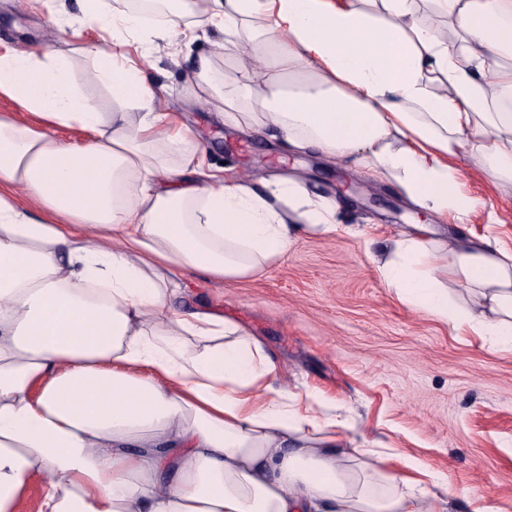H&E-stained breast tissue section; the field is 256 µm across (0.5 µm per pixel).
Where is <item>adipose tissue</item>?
Returning <instances> with one entry per match:
<instances>
[{
    "label": "adipose tissue",
    "mask_w": 512,
    "mask_h": 512,
    "mask_svg": "<svg viewBox=\"0 0 512 512\" xmlns=\"http://www.w3.org/2000/svg\"><path fill=\"white\" fill-rule=\"evenodd\" d=\"M78 2L46 7L58 30L111 33L84 47L83 81L62 53L0 54L18 107L0 114V512L35 488L38 512H441L416 461L397 470L278 387L259 337L175 307L179 274H257L299 232H335L338 204L295 177L259 190L212 172L140 66L218 34L187 90L224 124L467 224L480 202L460 158L512 189V0H167L154 20ZM87 82L122 110L100 111ZM71 126L82 143L55 137ZM375 263L400 302L512 349V250L494 234L411 224Z\"/></svg>",
    "instance_id": "obj_1"
}]
</instances>
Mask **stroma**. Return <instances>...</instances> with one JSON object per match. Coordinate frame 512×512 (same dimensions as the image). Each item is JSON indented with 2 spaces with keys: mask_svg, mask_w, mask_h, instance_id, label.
<instances>
[{
  "mask_svg": "<svg viewBox=\"0 0 512 512\" xmlns=\"http://www.w3.org/2000/svg\"><path fill=\"white\" fill-rule=\"evenodd\" d=\"M97 38L94 29L80 38L59 32L38 0H0V51L33 44L68 52L80 78L91 62L78 48ZM188 67L165 57L143 75L169 92L170 111L193 130L207 165L260 184L297 175L310 192L336 195L341 226L331 235H302L256 276L217 284L183 274L177 306L224 316L260 336L289 392L314 394L326 415L342 421V434L421 463L436 477L434 493L455 491L453 512H472L476 497L512 512V351L484 346L401 303L367 256L428 216L395 183L224 125L188 96ZM463 172L484 211L469 224H440L439 237L480 236L491 212L498 236L512 246V191L471 164Z\"/></svg>",
  "mask_w": 512,
  "mask_h": 512,
  "instance_id": "35a3bbf8",
  "label": "stroma"
}]
</instances>
